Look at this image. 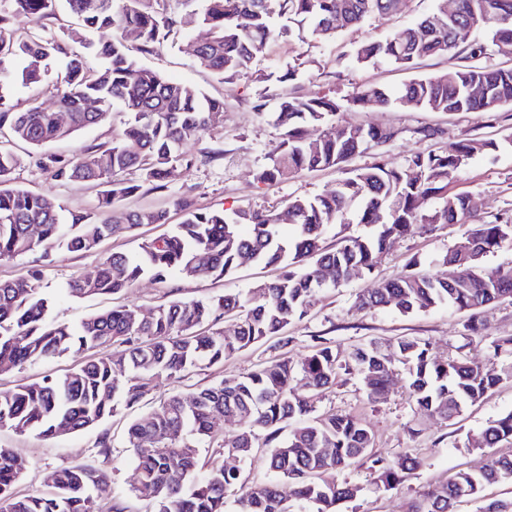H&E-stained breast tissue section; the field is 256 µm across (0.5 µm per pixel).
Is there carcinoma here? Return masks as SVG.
I'll return each instance as SVG.
<instances>
[{
  "instance_id": "1",
  "label": "carcinoma",
  "mask_w": 512,
  "mask_h": 512,
  "mask_svg": "<svg viewBox=\"0 0 512 512\" xmlns=\"http://www.w3.org/2000/svg\"><path fill=\"white\" fill-rule=\"evenodd\" d=\"M200 2L182 15L160 8L164 0H66L78 20L56 33L43 20L55 14L56 0H8L0 8V131L34 149L71 139L113 112L125 114L123 129L107 145L86 147L73 155L43 153L39 165L60 183L84 182L100 188L96 211L67 212L41 194L12 185L20 157L0 147V261L40 249L48 257L58 248L88 252L114 235L142 224H163L166 212L142 209L111 213L115 205L144 185L168 189L175 168L189 163L183 147L224 122V100L200 89L174 82L138 65L128 53V40L142 54H152L174 31L204 26L206 41L197 45L196 63L220 79L245 77L258 53L279 33L273 19L311 27L312 34L332 39L371 15L391 16L405 0H184ZM35 20L33 31L15 36L11 13ZM483 29L495 44L512 43V0H435L416 23L396 30L383 41L365 42L355 50L359 63L384 61L412 69L421 60L444 56L464 47L471 63L451 67L405 84L400 99L415 101L427 112L492 114L512 107V67L481 59L484 41L463 43L458 31ZM100 39L95 52L102 66L91 71L73 45L87 44L86 32ZM21 82L36 91L51 87L55 108L32 105L17 109L8 103L12 86ZM485 87L472 96L468 85ZM360 111L386 108L391 96L376 86L352 93ZM340 103L327 95L283 97L275 112L279 141L270 163L256 173L259 183L290 179L304 171L343 167L349 158L393 142L390 128H364L331 123ZM66 118L67 125L61 124ZM315 126L311 138L305 128ZM498 145L469 138L444 151H411L400 166L380 163L352 169L336 189L296 196L279 210L196 209L182 203L184 219L165 236L144 238L134 256L114 252L98 264L90 278L75 277L69 293L78 298L115 295L142 278L165 283L184 279L225 277L254 264L279 265L281 275L259 283L245 294L216 299H173L156 305L148 316L118 307L82 319L62 322L51 314L41 275L0 280V372L26 363L71 352L86 359L58 376L0 390V428L43 437L74 433L101 425L121 408L141 402L163 382L180 379L202 366H214L271 336H279L296 319L304 318L316 293L338 288L372 271L374 259L407 235L438 224H466L467 231L438 260L456 270V278L432 269L413 268L384 280L356 297L363 309H391L401 314L448 305L469 314L464 328L480 333V314L488 305L512 301V264L487 267L483 258L512 240V219L486 221L471 206V193L448 192L464 160L494 151ZM139 172V182L117 178L126 170ZM437 206L424 209L428 201ZM358 211V223L372 232L344 236L328 250L324 236L346 224ZM293 228L286 237L281 227ZM247 226L249 233L241 228ZM327 271L330 280L320 282ZM24 337L23 342L16 337ZM401 366L417 409L452 420L481 401L503 381L493 368L470 364L462 357L436 363L429 343L401 337L370 340L342 351L317 337L313 352L298 363L273 360L237 378L175 392L161 410L133 420L126 448L134 456L132 490L155 505V512H225L228 494L237 493L238 512H301L312 504L316 512H336L354 499L359 487L335 479L337 471L363 458L370 460L376 484L391 489L415 469L407 454L390 461L370 454L372 435L357 418L332 413L314 415V397L335 383L344 369L363 383L369 399L384 398L393 370ZM242 426L235 444L224 447V429L216 416ZM291 420L299 422L281 437ZM512 441V413L488 423L467 439L466 449L483 451ZM203 443L246 463L254 449H266L267 469L275 480L249 486L244 470L228 469L217 459L199 463ZM97 455L112 457V435L101 430L94 443ZM27 468L26 461L0 448V512H95L92 491L106 478L102 469L74 464L55 469L49 491L16 497L12 486ZM291 485L290 496L278 480ZM512 483V456H497L479 471H462L451 482L425 490L412 512H455L464 497L478 498L491 484Z\"/></svg>"
}]
</instances>
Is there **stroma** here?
<instances>
[{
  "mask_svg": "<svg viewBox=\"0 0 512 512\" xmlns=\"http://www.w3.org/2000/svg\"><path fill=\"white\" fill-rule=\"evenodd\" d=\"M433 0H407L402 13L385 18L370 16L363 23L346 29L335 38L323 41L309 29L295 31L289 38L272 40L252 66L253 72L297 70L294 80L270 84L266 99H259V84L249 78L218 80L209 70L198 66L192 45L207 36L199 27L183 32L164 44L157 52L141 56L143 65L167 78L193 85L205 94L223 98L224 122L207 131L202 140L188 142L184 150L193 162L178 167L166 192L143 188L139 195L119 202V210L163 209L168 220L163 224H144L134 231L104 240L96 250L69 252L57 250L50 256L30 252L0 263V278H12L40 272L45 293L50 297L52 314L58 320L73 322L98 311L125 305L141 312L170 299L211 298L224 293H243L259 282L275 279L281 272L273 265H252L223 279L187 280L172 277L167 283L141 280L135 288L115 297L75 298L68 294L67 283L75 276L92 273L98 263L112 252L136 253L141 239L171 231L183 218L176 202L185 199L198 208H251L273 210L294 196L315 195L334 190L345 170L327 169L303 172L281 182L263 184L256 172L268 163L279 140L273 114L282 96H311L317 93L335 96L344 107L336 119L342 124L390 128L398 133L390 145L375 147L350 158L345 169L364 168L378 163L400 165L409 151L440 150L466 138L496 141L498 151L469 159L458 191L472 192L483 219L512 216V107L496 116L480 112L444 114L425 112L396 102L385 109L361 112L345 104L356 88L375 85L398 92L415 77L429 76L463 64V50L420 61L414 69L404 70L378 62L358 65L351 58L363 42L386 39L393 30L410 25L426 14ZM425 128L437 129L432 139L421 138ZM220 150V159L202 160L200 150ZM15 184L38 192L54 203L74 211H90L97 204V191L81 183L62 184L41 169L35 157H23L13 173ZM464 226L445 224L435 230L416 233L396 241L390 250L379 255L370 275L342 287L320 291L310 313L291 323L287 341L273 337L233 357L223 364L196 370L186 377L158 387L140 407L124 411L106 422L114 440L110 459L97 456L96 430L89 429L55 438L34 433L20 434L0 429V447L13 449L27 460L28 468L14 485L18 495H35L46 491L47 474L59 467L92 463L102 467L107 480L94 493L97 512H107L119 505L123 512H146L143 502L132 490L136 464L124 447L123 429L127 421L142 413L157 411L164 398L174 390H187L212 384L224 377L241 376L260 364L280 357L300 361L311 354L316 337H324L344 349L370 339L389 340L401 336L429 340L430 353L439 361L461 355L474 365L504 372L505 380L483 400L467 408L455 420L446 421L419 414L414 406L404 370H396L388 396L371 401L359 378L338 373L335 384L315 400L317 415L350 414L359 418L373 433L372 454L392 458L409 452L417 462L413 474L392 490L377 489L375 475L368 463L359 461L337 473L336 478L355 484L359 493L350 502L340 504L337 512H409L419 494L429 487L447 483L461 471H477L486 465L489 454L466 451L469 435L483 429L491 420L512 412V352H494L492 341L512 337V302L488 306L481 314V335H466L465 316L442 307L403 315L389 309L367 310L355 303L358 292L374 287L379 281L394 277L414 260L428 265L443 255L464 233Z\"/></svg>",
  "mask_w": 512,
  "mask_h": 512,
  "instance_id": "1",
  "label": "stroma"
}]
</instances>
